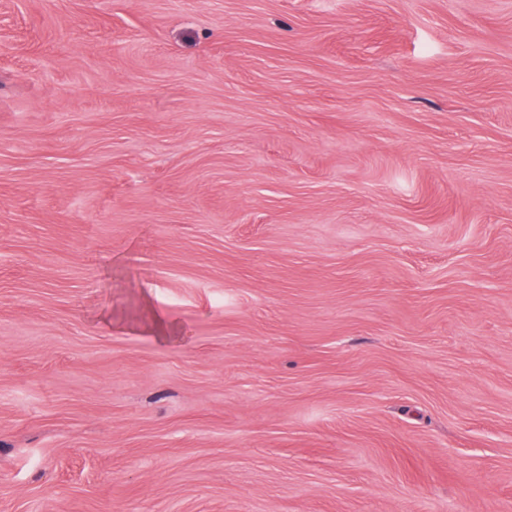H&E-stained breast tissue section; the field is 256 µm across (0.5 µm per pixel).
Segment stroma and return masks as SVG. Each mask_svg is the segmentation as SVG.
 <instances>
[{
	"instance_id": "stroma-1",
	"label": "stroma",
	"mask_w": 512,
	"mask_h": 512,
	"mask_svg": "<svg viewBox=\"0 0 512 512\" xmlns=\"http://www.w3.org/2000/svg\"><path fill=\"white\" fill-rule=\"evenodd\" d=\"M0 512H512V0H0Z\"/></svg>"
}]
</instances>
